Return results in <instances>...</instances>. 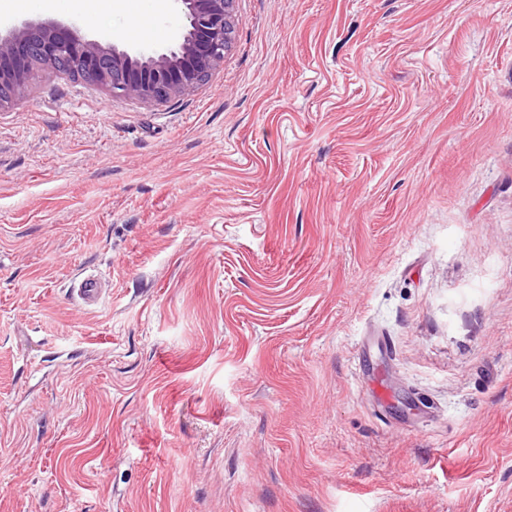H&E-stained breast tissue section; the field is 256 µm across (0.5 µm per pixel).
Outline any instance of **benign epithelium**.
<instances>
[{"mask_svg": "<svg viewBox=\"0 0 512 512\" xmlns=\"http://www.w3.org/2000/svg\"><path fill=\"white\" fill-rule=\"evenodd\" d=\"M187 24L164 51L128 50L72 22L23 21L0 30V110L16 102L39 67L68 57L116 97L163 103L203 85L236 42V0H175Z\"/></svg>", "mask_w": 512, "mask_h": 512, "instance_id": "7a95c632", "label": "benign epithelium"}]
</instances>
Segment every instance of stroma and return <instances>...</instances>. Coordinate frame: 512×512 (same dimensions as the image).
<instances>
[{
	"label": "stroma",
	"instance_id": "1",
	"mask_svg": "<svg viewBox=\"0 0 512 512\" xmlns=\"http://www.w3.org/2000/svg\"><path fill=\"white\" fill-rule=\"evenodd\" d=\"M236 26L170 102L0 111V512H512V0ZM110 291L111 289H108L103 279L93 275L76 278L71 286L73 297L86 309L97 308L103 303Z\"/></svg>",
	"mask_w": 512,
	"mask_h": 512
}]
</instances>
